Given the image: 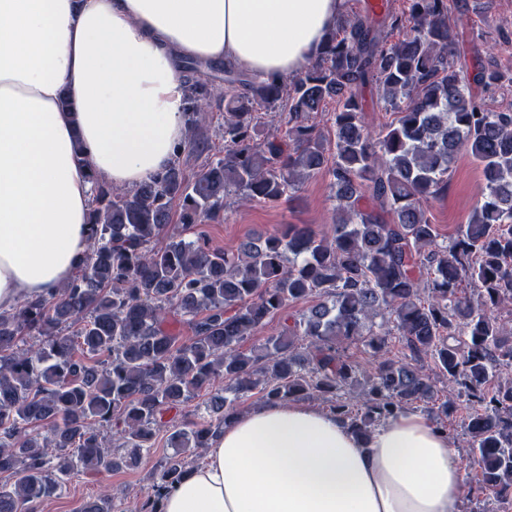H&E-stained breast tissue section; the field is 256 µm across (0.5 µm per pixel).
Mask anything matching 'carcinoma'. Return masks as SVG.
Instances as JSON below:
<instances>
[{
  "label": "carcinoma",
  "mask_w": 512,
  "mask_h": 512,
  "mask_svg": "<svg viewBox=\"0 0 512 512\" xmlns=\"http://www.w3.org/2000/svg\"><path fill=\"white\" fill-rule=\"evenodd\" d=\"M398 30L394 43L388 34ZM204 65H183L187 141L173 163L131 190L94 179L91 247L77 275L49 298L0 312V512H34L73 472L138 467L167 433L172 454L151 471L140 512H162L164 491L257 393L267 402L321 399L352 433L418 405L448 430L457 401L478 479L476 502L512 509V112H489L473 88L512 84L494 55L457 53L448 0H407L342 17L323 51L291 83L223 68L224 156L202 159L215 97ZM396 114L367 126L363 91ZM334 100L328 152L315 118ZM261 105H286L281 135L257 141ZM466 151L485 183L467 223L446 243L427 216ZM323 172L336 201L320 234L290 224L234 253L211 247L202 223L224 220V197L280 203ZM189 239L169 231L173 209ZM468 282L470 290L460 287ZM279 335L240 343L298 301ZM191 332L182 336V326ZM224 387L216 389L217 380ZM443 380L456 398L438 401ZM213 390L197 421L184 404ZM116 428L123 443L107 446ZM78 512H117L108 497Z\"/></svg>",
  "instance_id": "obj_1"
}]
</instances>
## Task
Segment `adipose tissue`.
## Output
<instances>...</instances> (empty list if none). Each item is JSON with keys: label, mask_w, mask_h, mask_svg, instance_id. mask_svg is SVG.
I'll return each instance as SVG.
<instances>
[{"label": "adipose tissue", "mask_w": 512, "mask_h": 512, "mask_svg": "<svg viewBox=\"0 0 512 512\" xmlns=\"http://www.w3.org/2000/svg\"><path fill=\"white\" fill-rule=\"evenodd\" d=\"M345 0H0V311L73 278L92 175L131 189L186 131L188 60L299 75ZM447 436L404 411L359 440L305 402L236 414L162 512H457Z\"/></svg>", "instance_id": "ef3b65f1"}]
</instances>
